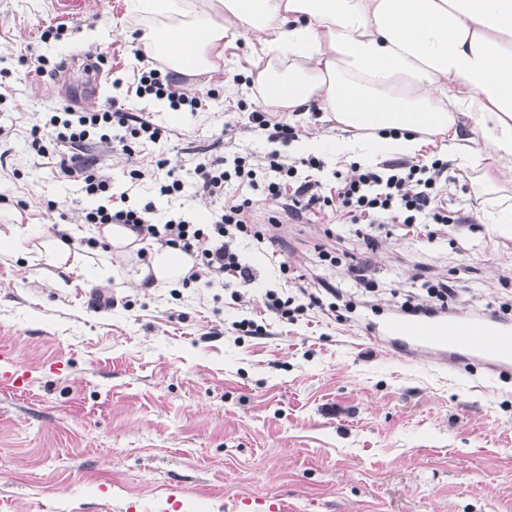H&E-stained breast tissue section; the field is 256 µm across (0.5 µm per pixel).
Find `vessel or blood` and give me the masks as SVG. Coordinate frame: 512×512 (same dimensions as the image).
I'll return each instance as SVG.
<instances>
[{"mask_svg":"<svg viewBox=\"0 0 512 512\" xmlns=\"http://www.w3.org/2000/svg\"><path fill=\"white\" fill-rule=\"evenodd\" d=\"M366 337L407 359L423 353L443 368L453 363L475 364L499 377L512 374V320L506 318L457 316L412 321L393 317L382 327L368 330ZM0 381H25L15 355L4 350L0 351Z\"/></svg>","mask_w":512,"mask_h":512,"instance_id":"obj_1","label":"vessel or blood"}]
</instances>
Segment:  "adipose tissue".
<instances>
[{"mask_svg": "<svg viewBox=\"0 0 512 512\" xmlns=\"http://www.w3.org/2000/svg\"><path fill=\"white\" fill-rule=\"evenodd\" d=\"M154 18L145 50L177 73L224 69L228 37L256 35L265 105H316L353 131L336 150L364 159L410 157L428 138L449 141L459 164L494 195L488 213L512 234V0H135ZM194 265L177 248L153 249L122 278L155 287Z\"/></svg>", "mask_w": 512, "mask_h": 512, "instance_id": "adipose-tissue-1", "label": "adipose tissue"}]
</instances>
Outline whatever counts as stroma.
I'll return each instance as SVG.
<instances>
[{
    "instance_id": "stroma-1",
    "label": "stroma",
    "mask_w": 512,
    "mask_h": 512,
    "mask_svg": "<svg viewBox=\"0 0 512 512\" xmlns=\"http://www.w3.org/2000/svg\"><path fill=\"white\" fill-rule=\"evenodd\" d=\"M58 24L62 39L41 40ZM145 26L131 0H0V232L20 224L44 237L57 228L81 257L67 270L26 248L0 257V349L30 376L21 387L0 384V498L9 512H226L257 499L286 501L288 512H512V380L409 362L363 339L366 324L392 316L395 298L425 296L433 278L456 282L480 308L512 297V237L489 224L447 141L431 139L419 158L447 160L444 198L471 221L436 226L434 240L389 225L370 249L356 225L285 217L274 229L286 242L281 258L239 242L255 273L249 283L89 280L87 266L106 254L82 221L96 201L60 175L55 156L34 153L28 129L42 113L77 104L95 67L107 74L102 97L167 132L134 159L118 150L105 157L115 191L133 204L162 201L153 184L130 186L133 161L180 165L190 214L214 208L194 194L201 154L302 158L247 126L250 112L265 109L247 84L261 55L255 37L229 40L225 76H185L206 111L166 112L154 97L127 95ZM40 56L67 73L37 75L29 62ZM289 121L323 142L317 179L347 170L335 123L316 111ZM324 250L339 260L323 272L335 283L370 259L376 310L339 320L314 309L288 322L261 314L266 291L289 290L280 262L312 273ZM243 318L263 333L233 331Z\"/></svg>"
}]
</instances>
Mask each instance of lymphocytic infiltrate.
<instances>
[{
	"label": "lymphocytic infiltrate",
	"mask_w": 512,
	"mask_h": 512,
	"mask_svg": "<svg viewBox=\"0 0 512 512\" xmlns=\"http://www.w3.org/2000/svg\"><path fill=\"white\" fill-rule=\"evenodd\" d=\"M152 94L168 100L172 109L191 112L203 107L202 99L185 87L174 74L162 72L160 65L140 68L135 88L136 97ZM164 127L118 107L115 98L90 111L68 107L52 113L42 125L29 130L31 146L44 152V138H51L58 156V169L63 177L80 182L83 191L99 197L100 203L87 210L88 224H123L139 241L163 247L172 246L195 255L197 262L189 281L249 282L253 271L243 263L236 249L240 238L249 237L269 252H278L280 242L267 235L264 225L254 218L262 197L280 201L282 209L294 217L304 214H336L345 224H398L405 233L433 238V225L459 224L462 216L448 211L442 202L443 186L448 181V164L441 159L431 162L397 159L374 166L351 163L348 172H334L332 181L322 182L301 175L296 165L272 153L263 162L250 163L247 157H218L200 161L193 169L194 185L201 195L218 202L220 208L206 224L191 222L182 212L169 214L165 222H157L153 204H131L127 193L113 194L111 183L94 163L82 161L80 153L90 143L104 149L120 147L131 154L134 143L159 142ZM261 197V198H262ZM353 289H342L330 282L305 291V303L294 304L292 297L267 291L262 299L265 311L291 320L313 308H344L352 313L370 307L369 293L374 283L365 268H352ZM424 301L406 299L397 305L398 313L431 317L447 315L449 305L457 301L458 291L445 279L429 283Z\"/></svg>",
	"instance_id": "1"
}]
</instances>
